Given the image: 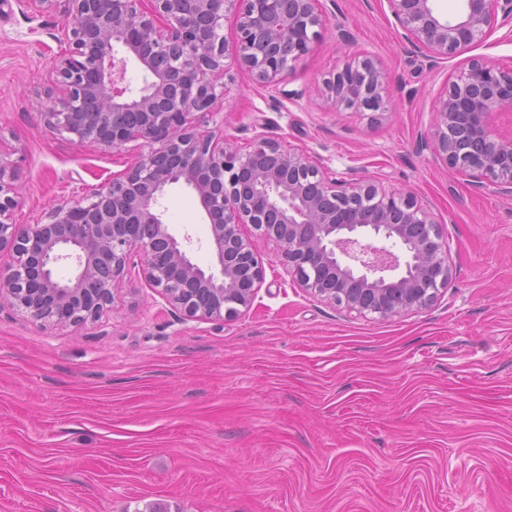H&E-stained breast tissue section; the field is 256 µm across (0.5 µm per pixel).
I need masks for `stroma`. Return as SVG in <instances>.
<instances>
[{
	"label": "stroma",
	"mask_w": 512,
	"mask_h": 512,
	"mask_svg": "<svg viewBox=\"0 0 512 512\" xmlns=\"http://www.w3.org/2000/svg\"><path fill=\"white\" fill-rule=\"evenodd\" d=\"M349 44L323 32L286 87L226 59L224 130L284 138L414 192L441 222L453 280L429 308L362 317L294 287L265 241L250 309L186 319L129 275L77 330L0 308V512H512V196L477 188L421 133L466 60L512 68V24L435 65L412 54L386 0H321ZM0 0V152L20 165L19 224L91 194L139 154L72 144L36 93L67 46ZM386 73L377 120L314 87L346 60ZM163 219L212 256L193 193L166 188Z\"/></svg>",
	"instance_id": "obj_1"
}]
</instances>
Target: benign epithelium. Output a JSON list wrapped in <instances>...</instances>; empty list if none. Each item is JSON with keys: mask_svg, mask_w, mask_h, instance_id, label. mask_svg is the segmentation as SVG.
I'll return each instance as SVG.
<instances>
[{"mask_svg": "<svg viewBox=\"0 0 512 512\" xmlns=\"http://www.w3.org/2000/svg\"><path fill=\"white\" fill-rule=\"evenodd\" d=\"M34 14L71 20L54 62L44 125L69 140L148 151L85 196L17 224L18 165L0 153V303L43 326L79 327L112 306L131 269L171 310L222 320L248 309L264 280L254 238L275 245L293 285L334 306L388 318L432 305L452 279L448 242L427 205L355 172L341 180L311 152L255 136L246 147L198 129L216 115L227 57L264 87L283 84L326 30L320 0H16ZM414 52L430 63L478 43L512 19V0H386ZM232 15L235 41L224 38ZM146 73L125 83L127 64ZM386 75L353 59L322 81L336 106L382 109ZM420 146L476 187L512 195V69L477 59L448 82ZM181 184L210 226L214 263H195L158 201ZM251 225L255 237L243 233ZM139 257L135 264L132 257ZM63 262L75 267L57 276Z\"/></svg>", "mask_w": 512, "mask_h": 512, "instance_id": "obj_1", "label": "benign epithelium"}]
</instances>
